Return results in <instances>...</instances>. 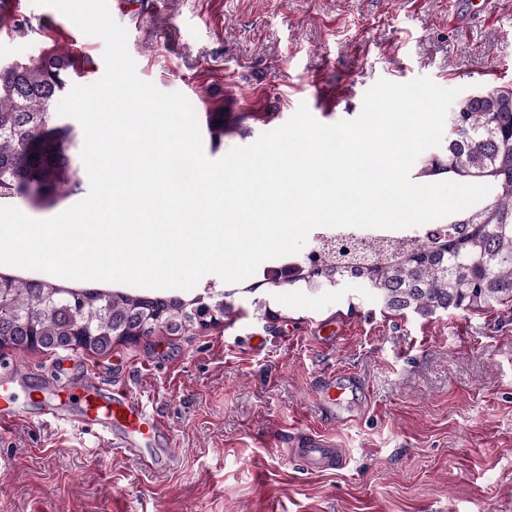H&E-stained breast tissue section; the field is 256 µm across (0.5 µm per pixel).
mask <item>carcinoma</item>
Returning a JSON list of instances; mask_svg holds the SVG:
<instances>
[{
    "label": "carcinoma",
    "instance_id": "obj_1",
    "mask_svg": "<svg viewBox=\"0 0 512 512\" xmlns=\"http://www.w3.org/2000/svg\"><path fill=\"white\" fill-rule=\"evenodd\" d=\"M79 60L53 51L37 59L0 64V199L45 194L36 207L57 203L63 190H77L71 152L76 133L54 111ZM448 120V152L426 160L421 178L443 173L463 183L488 184L489 197L464 211L423 241L412 239L364 265L345 244L321 259L323 273L312 276L294 266L288 285L318 290L345 279L364 283L383 307L430 317L448 309H475L512 301V88L470 95ZM239 117L214 112L212 139L221 141ZM10 308L0 317V340L16 348L52 349L68 338L81 347L106 351L112 343L148 335L160 326L173 330L210 318L199 317V303L213 301L207 291L189 300L137 291L69 288L51 277L22 280L5 275Z\"/></svg>",
    "mask_w": 512,
    "mask_h": 512
}]
</instances>
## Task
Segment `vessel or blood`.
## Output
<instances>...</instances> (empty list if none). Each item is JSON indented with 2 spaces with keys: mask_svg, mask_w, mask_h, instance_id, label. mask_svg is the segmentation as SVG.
Wrapping results in <instances>:
<instances>
[{
  "mask_svg": "<svg viewBox=\"0 0 512 512\" xmlns=\"http://www.w3.org/2000/svg\"><path fill=\"white\" fill-rule=\"evenodd\" d=\"M21 369L0 368V430L19 418ZM347 398V390L328 377L319 388L322 412ZM41 418L68 424L70 427L105 439L109 446L129 456L143 469L156 471L170 465L174 457L169 448L174 440L159 418L127 387L97 379H84L78 387L49 386L44 391ZM296 454L310 470L343 466L346 456L328 439L303 433L297 438Z\"/></svg>",
  "mask_w": 512,
  "mask_h": 512,
  "instance_id": "obj_1",
  "label": "vessel or blood"
}]
</instances>
